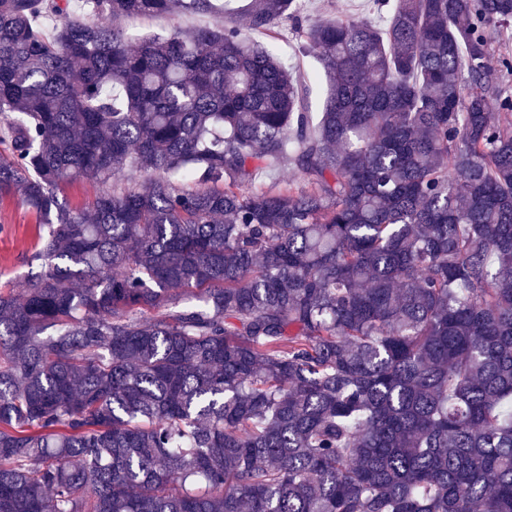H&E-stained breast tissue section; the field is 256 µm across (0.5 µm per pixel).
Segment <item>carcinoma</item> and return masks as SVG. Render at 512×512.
<instances>
[{
	"instance_id": "cac0c4a2",
	"label": "carcinoma",
	"mask_w": 512,
	"mask_h": 512,
	"mask_svg": "<svg viewBox=\"0 0 512 512\" xmlns=\"http://www.w3.org/2000/svg\"><path fill=\"white\" fill-rule=\"evenodd\" d=\"M81 2L0 0V512H512V0ZM373 0H300L303 12L312 17L358 16L372 13ZM211 16L184 13L170 18L159 17L154 19L133 20L127 23V36L134 43L139 38L152 33H166L174 28L198 27L212 23ZM283 28V37L278 40L257 36L256 38L268 47L278 45L276 50L289 70L296 78L309 83L308 109L309 112L317 115V112H321L326 94V83L321 68L313 57L304 54L300 50L299 38L292 34L289 23L285 24ZM96 189L93 183L80 180L66 185L61 196L67 200L71 207L81 209L92 201ZM40 224L35 213L16 198L0 200V291L20 290L30 275L44 271L33 259Z\"/></svg>"
}]
</instances>
